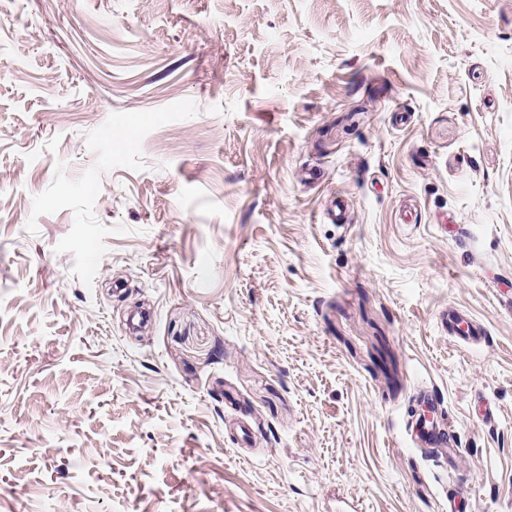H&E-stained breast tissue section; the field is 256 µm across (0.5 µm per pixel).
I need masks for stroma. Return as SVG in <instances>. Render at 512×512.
I'll list each match as a JSON object with an SVG mask.
<instances>
[{
    "label": "stroma",
    "mask_w": 512,
    "mask_h": 512,
    "mask_svg": "<svg viewBox=\"0 0 512 512\" xmlns=\"http://www.w3.org/2000/svg\"><path fill=\"white\" fill-rule=\"evenodd\" d=\"M462 484L512 512V0H0V512ZM439 322L443 331L448 336H453L460 340H467L476 336H485L486 332L482 328L474 326L467 315L458 309H445L441 312Z\"/></svg>",
    "instance_id": "obj_1"
}]
</instances>
